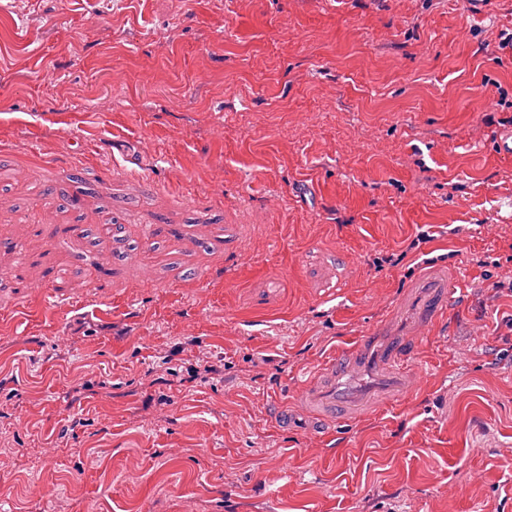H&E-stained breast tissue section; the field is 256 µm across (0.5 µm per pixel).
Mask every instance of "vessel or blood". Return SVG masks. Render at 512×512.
I'll list each match as a JSON object with an SVG mask.
<instances>
[{"label":"vessel or blood","instance_id":"1","mask_svg":"<svg viewBox=\"0 0 512 512\" xmlns=\"http://www.w3.org/2000/svg\"><path fill=\"white\" fill-rule=\"evenodd\" d=\"M447 272H432L408 295L403 330H376L337 347L296 388L294 398L319 424L350 426L409 395L419 382L417 344L456 299Z\"/></svg>","mask_w":512,"mask_h":512}]
</instances>
